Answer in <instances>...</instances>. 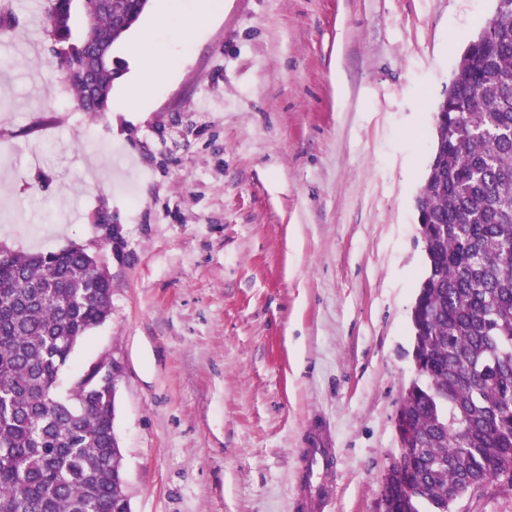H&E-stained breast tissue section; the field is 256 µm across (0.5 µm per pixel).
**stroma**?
<instances>
[{
    "label": "stroma",
    "instance_id": "stroma-1",
    "mask_svg": "<svg viewBox=\"0 0 512 512\" xmlns=\"http://www.w3.org/2000/svg\"><path fill=\"white\" fill-rule=\"evenodd\" d=\"M30 0H0V253L81 247L112 314L60 373L116 360L132 512H294L311 420L324 512H384L426 271L433 114L494 0H220L146 111L75 106ZM115 224L113 253L100 215ZM322 426L317 424L302 448L299 458L300 480L293 502L295 512L320 510L336 488L338 457L335 448H321Z\"/></svg>",
    "mask_w": 512,
    "mask_h": 512
}]
</instances>
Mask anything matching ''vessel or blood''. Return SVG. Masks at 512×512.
<instances>
[{
	"mask_svg": "<svg viewBox=\"0 0 512 512\" xmlns=\"http://www.w3.org/2000/svg\"><path fill=\"white\" fill-rule=\"evenodd\" d=\"M300 480L293 502L295 512H321L336 488L338 457L335 449L321 445L320 430H313L299 458Z\"/></svg>",
	"mask_w": 512,
	"mask_h": 512,
	"instance_id": "1",
	"label": "vessel or blood"
}]
</instances>
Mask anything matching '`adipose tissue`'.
<instances>
[{
    "label": "adipose tissue",
    "mask_w": 512,
    "mask_h": 512,
    "mask_svg": "<svg viewBox=\"0 0 512 512\" xmlns=\"http://www.w3.org/2000/svg\"><path fill=\"white\" fill-rule=\"evenodd\" d=\"M215 15V0H166L158 19L130 50L138 64V75L125 98L118 102L121 111L149 103L160 91L164 71L159 68L151 51L156 38L173 32L186 43L208 28Z\"/></svg>",
    "instance_id": "1"
}]
</instances>
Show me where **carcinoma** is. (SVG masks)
<instances>
[{"label": "carcinoma", "mask_w": 512, "mask_h": 512, "mask_svg": "<svg viewBox=\"0 0 512 512\" xmlns=\"http://www.w3.org/2000/svg\"><path fill=\"white\" fill-rule=\"evenodd\" d=\"M87 25L72 33L74 2ZM144 0H43L53 64L93 116L121 74L113 56ZM456 65L438 108L419 202L427 269L414 302L423 370L403 399L410 474L385 512H453L489 484L512 488V0H500ZM112 281L88 254L0 255V512H125L117 493L113 404L59 374L111 312ZM426 510H421V506Z\"/></svg>", "instance_id": "carcinoma-1"}]
</instances>
